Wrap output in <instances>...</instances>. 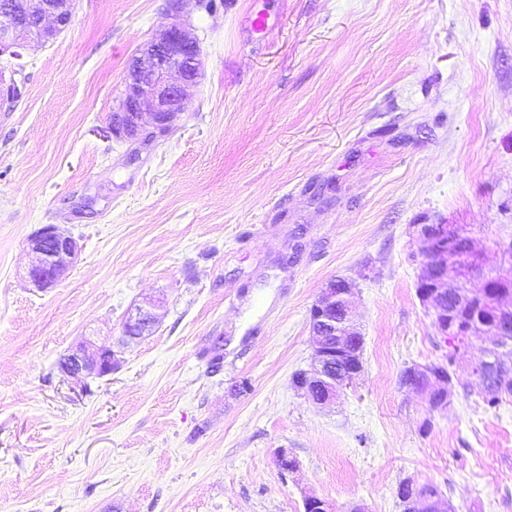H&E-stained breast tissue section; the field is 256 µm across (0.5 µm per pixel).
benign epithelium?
<instances>
[{"instance_id":"benign-epithelium-1","label":"benign epithelium","mask_w":512,"mask_h":512,"mask_svg":"<svg viewBox=\"0 0 512 512\" xmlns=\"http://www.w3.org/2000/svg\"><path fill=\"white\" fill-rule=\"evenodd\" d=\"M75 0H3L0 3V57L7 58L10 76L0 75V108L11 111L21 97L16 76L23 73V53L30 43L46 44L70 24ZM202 68L196 37L177 21L162 30L135 55L127 69L123 105L112 114L108 132L127 141L148 145L167 134L179 115L186 111L185 88L194 84ZM422 267L418 295L435 315V325L452 340L451 361L469 345L473 336L490 335L501 343L512 339V306L501 298L512 293V281L482 273L483 261L472 237L447 224L420 225ZM33 256L28 275L38 289L53 287L63 279L78 256L79 247L71 236L53 224L41 227L27 242ZM455 267L458 278L448 280V268ZM479 276L482 288L472 291L465 280ZM355 285L344 278H331L322 288L310 315L313 362L301 372L298 388L318 406L336 400L342 387L351 385L362 371V338L353 320ZM467 300L472 314H458L451 300ZM154 302L131 309L123 325L124 336L140 338L150 332L157 317ZM353 356V365L341 367V358ZM116 364L112 347L88 342L65 357L61 373L76 380L83 374L112 373ZM489 369L488 378L500 392L512 389V362L498 359L474 366ZM411 371L420 384L407 383L423 394L432 411L448 408L454 396L453 380L440 365H415ZM406 512H452L448 498L420 491L409 484Z\"/></svg>"}]
</instances>
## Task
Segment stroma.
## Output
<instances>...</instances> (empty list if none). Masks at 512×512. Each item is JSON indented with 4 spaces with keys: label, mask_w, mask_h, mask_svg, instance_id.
Listing matches in <instances>:
<instances>
[{
    "label": "stroma",
    "mask_w": 512,
    "mask_h": 512,
    "mask_svg": "<svg viewBox=\"0 0 512 512\" xmlns=\"http://www.w3.org/2000/svg\"><path fill=\"white\" fill-rule=\"evenodd\" d=\"M174 18L77 0L0 112V512H304L308 494L403 512L407 480L512 512V402L467 391L487 337L447 410L399 382L448 352L417 295L419 225L460 228L512 278V0H187L202 74L132 161L109 117ZM46 224L81 251L39 290L27 241ZM334 276L356 286L363 371L321 408L292 376ZM149 298L155 327L126 340ZM90 339L118 366L66 378Z\"/></svg>",
    "instance_id": "35a3bbf8"
}]
</instances>
